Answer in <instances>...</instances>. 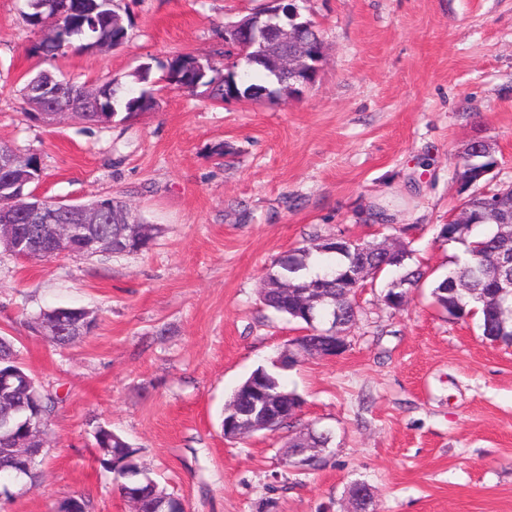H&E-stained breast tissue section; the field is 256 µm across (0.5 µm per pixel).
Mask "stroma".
Returning <instances> with one entry per match:
<instances>
[{
  "mask_svg": "<svg viewBox=\"0 0 512 512\" xmlns=\"http://www.w3.org/2000/svg\"><path fill=\"white\" fill-rule=\"evenodd\" d=\"M116 3L123 47L46 59L27 0H0V144L39 158L36 195H117L162 229L149 251L119 257L25 261L0 247V334L60 398L41 481L0 497V512H53L73 494L92 512H132L94 460L99 423L189 512H346L357 480L373 512H512V346L448 319L427 285L397 310L381 300L386 277L358 291L346 351L283 373L305 400L292 428L237 440L222 429L233 390L300 333L259 303L276 256L394 230L434 276L463 259L438 236L462 201L461 150L496 149L477 191L512 185V0H298L326 45L315 83L224 105L170 88L161 65L222 63L225 23L268 0ZM145 63L157 111L106 125L27 116L21 90L38 71L94 86ZM221 141L235 153L218 160ZM376 206L384 224L368 219ZM58 305L97 312V328L53 347L30 320ZM309 428L333 433L320 467H284L289 439Z\"/></svg>",
  "mask_w": 512,
  "mask_h": 512,
  "instance_id": "stroma-1",
  "label": "stroma"
}]
</instances>
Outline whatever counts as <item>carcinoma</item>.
I'll use <instances>...</instances> for the list:
<instances>
[{
	"mask_svg": "<svg viewBox=\"0 0 512 512\" xmlns=\"http://www.w3.org/2000/svg\"><path fill=\"white\" fill-rule=\"evenodd\" d=\"M28 25L35 29L55 33L42 39L36 46V53L51 59L66 55L70 50H85L89 46L99 48H119L115 37L128 34L123 16L114 9L111 0H53V3L40 10L26 14ZM303 25L298 32L294 47L308 54L319 55L325 50L323 39L312 21L298 19ZM252 61L248 68L241 71L236 66H217L208 60H201L191 54H181L171 58L164 66V81L191 96L207 95V98L224 102V93L235 92L247 96L252 89L276 85L280 95H292L301 92V87H290L289 83H276L271 67L259 57L256 49L250 50ZM151 66L142 65L134 75L133 84L123 87L117 81L98 86L101 102L112 115L121 116V122H129L144 112H154L160 106V98L154 89L145 86L148 82ZM49 80L45 72L40 71L31 77L23 88V99L28 106L45 103L48 108L63 109L80 107L86 112L89 123L95 121L96 109L89 100V87L85 84L55 81L56 91L48 99L37 93V84ZM496 164L494 156H480L472 161L461 157L457 166L461 188L469 187L476 173ZM462 206L472 211L471 223L454 236L440 230V238L448 243H461L467 252L474 250V245L482 246L484 253L492 257L500 252L512 250V237L509 228L500 225V221L487 216L479 205V200L464 198ZM493 226L492 232L483 238L472 241V231L480 225ZM94 230L102 235L112 234V253H142L151 248L161 233L156 224H149L135 241H129L121 235L119 225L97 224ZM366 241L356 240L344 249L339 243L322 239L296 247L275 258L265 276L266 291L260 297L261 305L275 315L288 321L304 325L310 330V337L322 341L327 338L329 329L324 324L329 320V309L341 304L347 317L357 313L356 289H345L343 279L347 271L359 259L358 248ZM316 257L339 258L335 265L328 266L327 271L315 279H304L307 270ZM382 273L390 275L388 283L405 276L409 282L417 283L427 276V271L413 266L411 256L403 258L397 267L385 266ZM464 283L468 290L453 289L454 283ZM435 305L453 320H465L478 317L483 340L491 343L512 345V323L503 321L504 316L512 313V295L500 294L494 288V281L485 272L467 259L457 266L432 289ZM0 374L14 375L18 379L25 377L30 383L15 385L11 398L0 405V478H14V469L3 449L23 445L30 436L32 415H37L43 425H48L51 415L58 404V396L45 392L42 386L25 366L10 336L0 335ZM254 379H263L270 393L280 399L283 407H288V399L300 397L294 390L288 389L278 368L260 367L252 372ZM254 396L243 381L234 390L230 402L241 410H248L253 405ZM96 460L100 467L113 475L121 493L133 496L139 503V512H185L183 501L167 492L140 462V449L131 444L126 437L115 432L106 424H98L93 432ZM303 437L313 448H326L331 442L328 430L310 429ZM59 509L74 508L76 512H89L90 500L84 496L65 497L57 502Z\"/></svg>",
	"mask_w": 512,
	"mask_h": 512,
	"instance_id": "carcinoma-1",
	"label": "carcinoma"
}]
</instances>
